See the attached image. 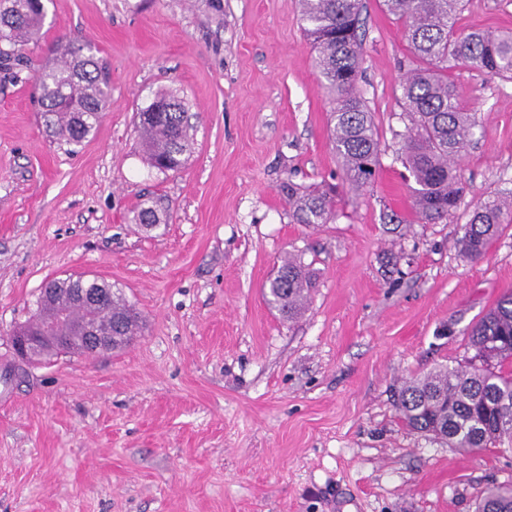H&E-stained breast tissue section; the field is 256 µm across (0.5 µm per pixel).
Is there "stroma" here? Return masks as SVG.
I'll list each match as a JSON object with an SVG mask.
<instances>
[{"label": "stroma", "mask_w": 512, "mask_h": 512, "mask_svg": "<svg viewBox=\"0 0 512 512\" xmlns=\"http://www.w3.org/2000/svg\"><path fill=\"white\" fill-rule=\"evenodd\" d=\"M38 42L0 64V512H473L512 482V451L464 453L408 427L406 380L465 366L469 327L512 290V224L484 258L458 248L473 210L512 192V81L448 71L476 121L467 189L445 224H402L408 119L402 25L364 0L358 86L381 145L336 217L294 223L284 183L336 184L332 98L298 0H44ZM460 32L512 31V0H467ZM91 48L109 77L93 135L67 145L34 71ZM188 106L184 166L143 156L138 112ZM162 202L166 220L133 221ZM314 269L300 319L262 285L285 257ZM90 273L141 313L119 353L29 366L9 336L43 282Z\"/></svg>", "instance_id": "1"}]
</instances>
